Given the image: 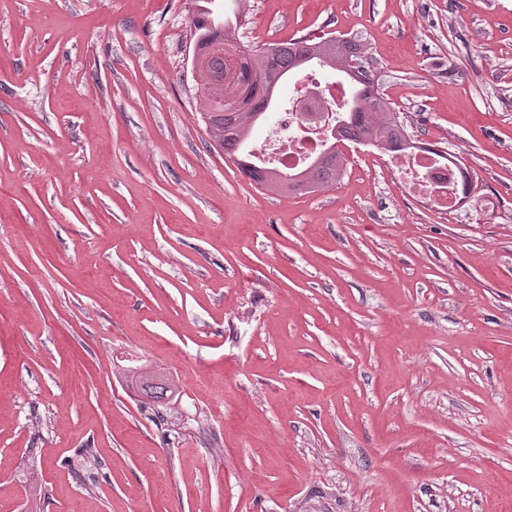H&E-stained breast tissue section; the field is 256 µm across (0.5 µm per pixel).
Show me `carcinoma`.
Listing matches in <instances>:
<instances>
[{"mask_svg": "<svg viewBox=\"0 0 512 512\" xmlns=\"http://www.w3.org/2000/svg\"><path fill=\"white\" fill-rule=\"evenodd\" d=\"M232 13L220 16L207 8L192 18L194 48L202 60L203 81L197 101L211 145L229 156L238 172L257 186L292 196L332 186L346 172V158L338 144L362 141L392 152L415 145L400 114L390 108L381 92L372 58L352 38L331 33L301 35L285 42L249 50L237 42L236 31L244 14L243 0H231ZM312 65L342 73L350 90L346 110L331 131L323 153L303 170L275 168L260 171L250 146L254 128L278 103L288 78L301 79ZM149 401L172 398L174 386L162 376L140 368L128 370Z\"/></svg>", "mask_w": 512, "mask_h": 512, "instance_id": "cac0c4a2", "label": "carcinoma"}]
</instances>
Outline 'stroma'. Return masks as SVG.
<instances>
[{"mask_svg":"<svg viewBox=\"0 0 512 512\" xmlns=\"http://www.w3.org/2000/svg\"><path fill=\"white\" fill-rule=\"evenodd\" d=\"M192 7L0 0V512H512V0H250L238 31L360 39L472 178L448 211L372 146L310 193L243 178ZM129 375L135 377L139 383L142 395L152 402H161L172 398L175 393L174 386L163 376H158L141 368L126 370Z\"/></svg>","mask_w":512,"mask_h":512,"instance_id":"obj_1","label":"stroma"}]
</instances>
